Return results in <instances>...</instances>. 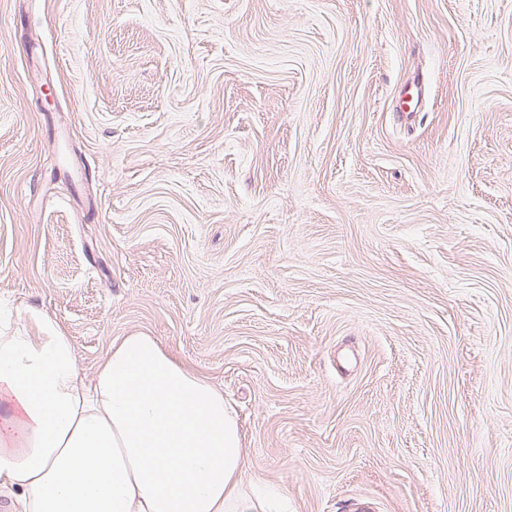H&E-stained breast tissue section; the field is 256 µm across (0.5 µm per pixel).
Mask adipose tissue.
<instances>
[{
  "label": "adipose tissue",
  "mask_w": 512,
  "mask_h": 512,
  "mask_svg": "<svg viewBox=\"0 0 512 512\" xmlns=\"http://www.w3.org/2000/svg\"><path fill=\"white\" fill-rule=\"evenodd\" d=\"M21 512H288L246 477L224 394L157 337L93 376L54 318L0 307V490Z\"/></svg>",
  "instance_id": "obj_1"
}]
</instances>
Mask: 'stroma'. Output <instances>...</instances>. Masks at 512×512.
<instances>
[{"mask_svg": "<svg viewBox=\"0 0 512 512\" xmlns=\"http://www.w3.org/2000/svg\"><path fill=\"white\" fill-rule=\"evenodd\" d=\"M2 304L161 338L292 512H512V0H0Z\"/></svg>", "mask_w": 512, "mask_h": 512, "instance_id": "obj_1", "label": "stroma"}]
</instances>
